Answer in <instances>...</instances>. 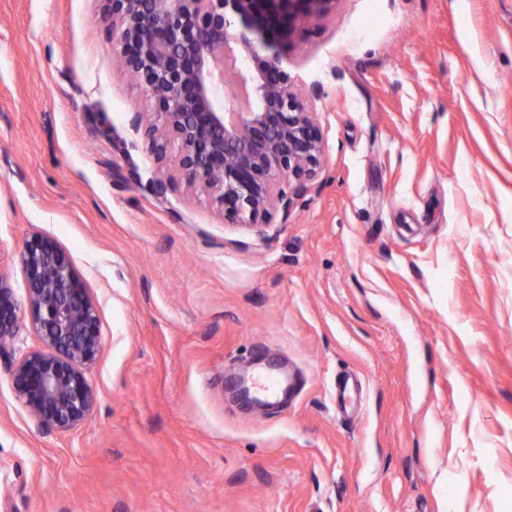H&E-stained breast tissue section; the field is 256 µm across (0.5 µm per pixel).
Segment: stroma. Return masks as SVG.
<instances>
[{
	"label": "stroma",
	"mask_w": 512,
	"mask_h": 512,
	"mask_svg": "<svg viewBox=\"0 0 512 512\" xmlns=\"http://www.w3.org/2000/svg\"><path fill=\"white\" fill-rule=\"evenodd\" d=\"M102 0H0V273L32 232L100 317L80 424L0 357V512H512V0H328L279 46L325 153L265 236L168 182ZM287 409L232 384L260 351ZM361 410L341 415L337 374Z\"/></svg>",
	"instance_id": "stroma-1"
}]
</instances>
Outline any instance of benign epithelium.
Segmentation results:
<instances>
[{"mask_svg": "<svg viewBox=\"0 0 512 512\" xmlns=\"http://www.w3.org/2000/svg\"><path fill=\"white\" fill-rule=\"evenodd\" d=\"M125 70L144 87L143 131L160 161L172 160L186 188L219 205L225 221L259 235L292 205L284 182L309 180L324 138L306 94L276 44L329 0H105ZM30 320L43 348L12 367L16 397L46 428L68 429L92 410L86 368L99 352V317L69 256L33 233L20 253ZM23 317L0 274V350Z\"/></svg>", "mask_w": 512, "mask_h": 512, "instance_id": "1", "label": "benign epithelium"}]
</instances>
